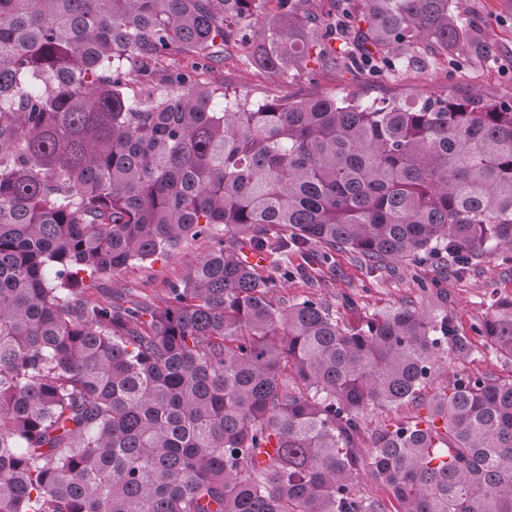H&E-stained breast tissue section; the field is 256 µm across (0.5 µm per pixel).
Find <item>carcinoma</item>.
I'll list each match as a JSON object with an SVG mask.
<instances>
[{
  "mask_svg": "<svg viewBox=\"0 0 512 512\" xmlns=\"http://www.w3.org/2000/svg\"><path fill=\"white\" fill-rule=\"evenodd\" d=\"M0 0V512H512V379L418 397L448 313L345 325L285 305L241 249L338 250L374 271L512 246V100L230 94L170 67L246 44L270 73L329 34L276 0ZM335 0L363 67L490 57L462 0ZM210 251L163 306L78 298L101 275ZM473 331L512 358V297ZM359 490L362 494L379 501H383L389 510H394L397 507L395 501L390 496L386 486L377 480L374 476L364 473L358 482Z\"/></svg>",
  "mask_w": 512,
  "mask_h": 512,
  "instance_id": "1",
  "label": "carcinoma"
}]
</instances>
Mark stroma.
Here are the masks:
<instances>
[{"label": "stroma", "instance_id": "obj_1", "mask_svg": "<svg viewBox=\"0 0 512 512\" xmlns=\"http://www.w3.org/2000/svg\"><path fill=\"white\" fill-rule=\"evenodd\" d=\"M305 12L315 28L334 30L330 42L334 61L313 59L305 67L271 74L252 64L248 46L237 45L226 47L212 60L183 57L178 65L181 70L223 82L255 99L267 95L287 101L314 95L336 99L355 95L364 101L404 100L430 95L466 98L476 92L496 99L512 97V0H464L466 21L491 35L499 47L496 56L461 62L453 56L410 52L396 68L378 73L355 64L352 36L342 29L333 0H308ZM208 250L206 239L186 240L170 254L99 277L83 296L101 304L122 299L162 305L169 286L182 281ZM288 269L280 290L283 300L292 302L308 296L322 299L346 323L354 324L406 303L420 310L448 312L454 321V334L439 347L433 375L417 402L368 412L367 430L414 416L426 417L432 397L454 377H512V359L497 353L473 331L493 300L512 297L511 250L486 253L463 277L447 272L438 259L417 266L397 262L388 272L373 275L345 252L322 261L316 247L302 256L289 255ZM425 281L432 283V294L422 292ZM347 294L356 299L355 310L343 307L342 298Z\"/></svg>", "mask_w": 512, "mask_h": 512}]
</instances>
